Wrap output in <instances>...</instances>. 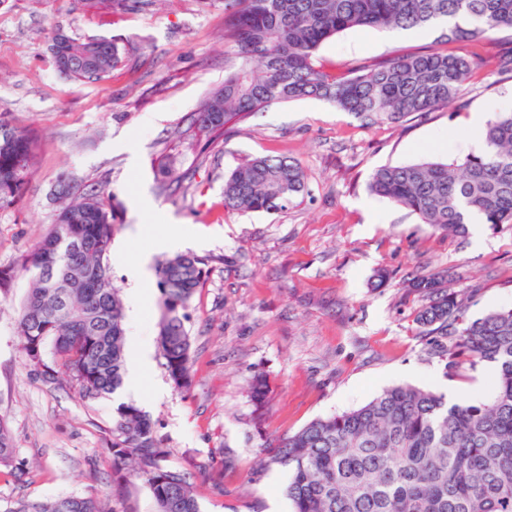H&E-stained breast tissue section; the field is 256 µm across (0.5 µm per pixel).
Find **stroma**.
Instances as JSON below:
<instances>
[{
  "mask_svg": "<svg viewBox=\"0 0 512 512\" xmlns=\"http://www.w3.org/2000/svg\"><path fill=\"white\" fill-rule=\"evenodd\" d=\"M115 39L121 63L100 82L56 71L52 38ZM442 25L425 30L356 27L325 41L324 70L439 47ZM504 31L489 32L483 68L448 107L372 123L330 103L305 99L255 113L218 140L186 131L203 97L234 63L224 42V0H129L89 11L81 0H0V118L37 139L30 178L0 209V266L14 262L53 221L49 192L62 175L78 177L121 207L112 238V278L125 306L127 338L156 343L159 291L148 283L132 303L129 265L173 232L196 239L207 258L204 285L190 308L191 384L176 388L161 351L127 399L152 419L171 466L189 471L202 512H292L285 470L262 464L263 446L319 417L367 403L385 388L413 385L449 402H481L495 391L493 369L436 352L415 321L419 295L404 282L448 272L474 321L512 309V224L451 234L370 193L376 167L447 163L483 151L473 116L490 121L512 110V80L497 69L512 51ZM297 160L307 191L287 210L224 208V177L244 160ZM190 178L167 195L158 164ZM18 277L0 297V421L14 439L24 479L0 468V512L18 501L69 496L106 499L113 512H156L135 476L116 494L106 451L118 405L81 402L32 371L17 336ZM268 381L262 431L252 424L248 388ZM233 456L234 470L224 468Z\"/></svg>",
  "mask_w": 512,
  "mask_h": 512,
  "instance_id": "1",
  "label": "stroma"
}]
</instances>
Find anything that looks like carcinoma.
<instances>
[{"label": "carcinoma", "mask_w": 512, "mask_h": 512, "mask_svg": "<svg viewBox=\"0 0 512 512\" xmlns=\"http://www.w3.org/2000/svg\"><path fill=\"white\" fill-rule=\"evenodd\" d=\"M445 25L446 44L358 65L343 77L315 64L319 47L356 27L426 28ZM512 32V0H224V39L236 59L224 83L192 114L194 136L218 137L273 104L307 98L370 121L429 112L456 98L482 66L486 32ZM94 40H71L74 80L99 81L120 62L115 41L98 44L112 64L88 54ZM485 149L450 163L383 165L369 175V191L408 209L420 223L450 233L480 219L512 224V112H499L481 132ZM34 160L24 130L0 133V207L21 193ZM167 191L186 175L159 169ZM75 177L56 184L60 205L46 235L13 264L0 266V295L21 273L30 274L20 302L17 336L30 366L47 383L64 378L84 402L123 385L125 312L112 281L108 254L115 217L99 191H79ZM305 175L282 156L247 159L224 178V209L273 214L304 194ZM207 260L179 254L157 263L161 315L158 344L176 387L189 385L192 342L186 321L204 284ZM423 304L415 321L427 335L453 334L451 355L495 370L488 402L448 403L445 395L398 385L365 405L315 419L266 447L265 465L288 471L285 495L292 512H512V309L468 322L458 294L440 274L412 282ZM255 423L267 405V382L250 383ZM112 474L130 468L149 487L157 512H201L190 473L165 463L154 424L133 403L118 404L109 428ZM11 434L0 422V466L14 467ZM16 512H105L95 497L22 504Z\"/></svg>", "instance_id": "obj_1"}]
</instances>
